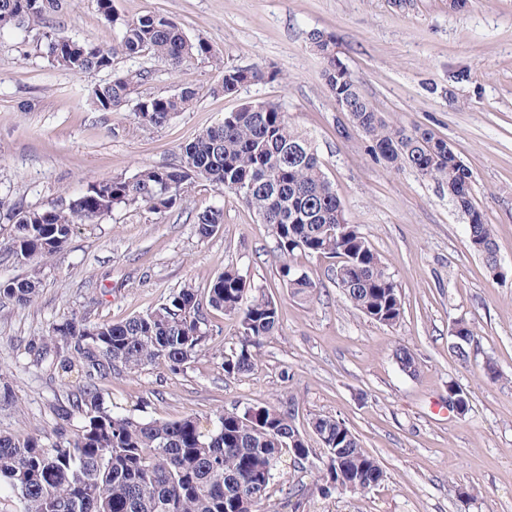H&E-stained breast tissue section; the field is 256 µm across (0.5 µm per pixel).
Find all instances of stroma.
I'll use <instances>...</instances> for the list:
<instances>
[{
    "label": "stroma",
    "instance_id": "stroma-1",
    "mask_svg": "<svg viewBox=\"0 0 512 512\" xmlns=\"http://www.w3.org/2000/svg\"><path fill=\"white\" fill-rule=\"evenodd\" d=\"M117 15L168 17L191 39L204 37L211 58L179 69L145 55L116 58L117 74L148 70L122 111H98L91 99L107 73L75 76L46 57L47 36L111 45L119 27L97 0H67L49 28L0 31V282L38 272L28 305H0V373L12 388L0 399V433L52 436L53 407L65 391L28 344L70 312L119 322L165 302L185 284L206 290L237 267L252 295L279 308V328L258 351L253 371L225 376L221 352L238 323L207 316L206 350L182 370L155 365L105 384L117 410L145 419H177L247 406L295 407L296 425L314 415L345 422L386 473L365 493L318 492L325 451L309 436L304 471L283 464L265 512H291L293 485H306L304 512H512V0H112ZM333 36L338 57L389 124L428 129L448 140L471 170L474 198L492 224L503 266L492 276L470 250L466 219L436 182L393 171L337 111L321 77L310 35ZM261 65L272 79L220 93L216 62ZM198 96L162 126L140 122L137 102L185 86ZM281 103L311 143L351 223L360 226L394 276L404 313L395 326L368 320L331 279L332 260L295 255L317 283L307 301L283 285L269 225L235 195L201 181L178 207L117 208L80 224L65 249L39 265L7 253L15 214L50 209L88 183L132 176L142 166L180 161V148L246 102ZM214 206L224 222L200 237L194 218ZM472 327L469 363L452 347L457 320ZM408 347L417 371H401L394 353ZM492 358L500 373L481 369ZM471 409H448V387Z\"/></svg>",
    "mask_w": 512,
    "mask_h": 512
}]
</instances>
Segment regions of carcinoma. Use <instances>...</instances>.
Returning a JSON list of instances; mask_svg holds the SVG:
<instances>
[{
	"label": "carcinoma",
	"instance_id": "1",
	"mask_svg": "<svg viewBox=\"0 0 512 512\" xmlns=\"http://www.w3.org/2000/svg\"><path fill=\"white\" fill-rule=\"evenodd\" d=\"M65 0H0V30L31 28ZM313 51L324 61L322 78L335 103L370 142V151L393 169L409 168L448 189V200L467 217L468 245L494 271L498 252L493 226L485 223L473 194L472 173L448 140L418 127L388 125L350 73H336V41L316 33ZM157 56L174 68L194 56L215 57L201 37L187 38L169 18L144 15L121 22L110 46L53 34L47 44L52 66L81 76L112 70L119 56ZM268 77L259 66L222 69L220 90L237 94ZM147 72L116 74L93 89L100 112H118L133 86ZM196 89L183 87L166 97L137 103L135 115L163 125L185 111ZM205 180L229 192L270 225L282 257L279 277L292 296L308 300L318 284L291 264L300 253L338 259L333 282L368 319L396 325L403 305L388 267L356 224L347 219L336 190L309 142L292 128L281 104L249 102L224 116L181 147L175 166H148L131 177L95 181L60 208H28L17 214L9 250L18 261H44L70 240L75 225L93 223L117 207L148 206L159 212L180 203L194 183ZM224 223V211L196 215L199 236H211ZM343 225V234L329 229ZM41 286L37 273L0 283V301H34ZM248 286L227 267L207 288L191 285L166 302L120 322L90 324L72 314L53 325L41 343H31L34 361L51 360L66 399L54 407V440L41 435L0 434V489L21 512H259L283 458L302 466L310 448L294 424L295 410L245 407L212 416L186 414L172 420L145 421L112 409L102 385L123 374L163 364L177 370L191 363L208 338L204 329L212 309L238 321L237 339L222 354L228 377L251 371L257 348L279 327L276 303L264 296L244 302ZM405 373L416 372L415 353L395 351ZM311 432L325 447L319 490L327 496L358 483L367 492L385 480L384 470L346 424L314 415Z\"/></svg>",
	"mask_w": 512,
	"mask_h": 512
}]
</instances>
